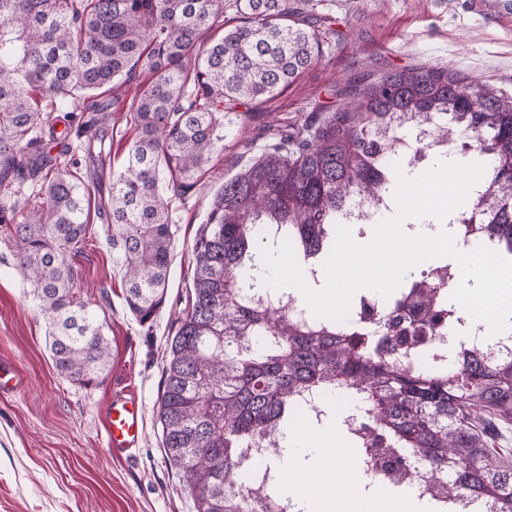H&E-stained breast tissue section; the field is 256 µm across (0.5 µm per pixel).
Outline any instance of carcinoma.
Segmentation results:
<instances>
[{
	"instance_id": "carcinoma-1",
	"label": "carcinoma",
	"mask_w": 512,
	"mask_h": 512,
	"mask_svg": "<svg viewBox=\"0 0 512 512\" xmlns=\"http://www.w3.org/2000/svg\"><path fill=\"white\" fill-rule=\"evenodd\" d=\"M233 25L217 39L215 24ZM336 17L313 0H0V224L50 328L58 373L98 379L111 359L102 325L72 292L65 253L83 242L91 194L100 199L125 302L140 324L165 299L176 230L170 203L196 190L223 146L224 116L270 99L324 56ZM136 82L130 105L120 90ZM109 88L112 98L86 93ZM347 102L321 120L290 124L257 160L224 180L193 246L189 306L178 319L159 397L162 445L182 469L196 512H289L279 491L243 493L248 449L302 418L298 399L350 398L346 431L362 464L404 476L424 471L441 488L436 512L457 497L512 512V453L492 447L512 420V356L479 349L448 355L461 322L450 264L412 271L386 298L359 296L356 326L341 330L310 307L297 314L259 277L260 246L289 241L302 269L324 263L340 216L354 201L394 198L393 164L415 165L440 143L480 157L486 171L448 222L452 236L487 232L512 257V96L446 65L392 69L332 88ZM54 112H96L77 125L72 158L43 140ZM130 117L135 137L120 169L106 172L112 142L97 123ZM87 153L90 179L77 151ZM40 185L31 206L26 184ZM275 224L273 243L262 227ZM382 457H377V453Z\"/></svg>"
}]
</instances>
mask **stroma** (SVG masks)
<instances>
[{
	"label": "stroma",
	"mask_w": 512,
	"mask_h": 512,
	"mask_svg": "<svg viewBox=\"0 0 512 512\" xmlns=\"http://www.w3.org/2000/svg\"><path fill=\"white\" fill-rule=\"evenodd\" d=\"M336 16L340 34L325 33L326 56L274 98L249 104L252 119L224 120L216 152L196 193L173 199L177 228L165 300L148 324L128 310L122 273L112 260L107 226L91 218L86 239L65 258L73 288L102 324L112 349L97 383L60 376L48 325L0 226V358L16 362L23 389L0 396V512H195L184 474L165 459L158 397L176 319L185 310L193 245L224 180L274 143L279 125L303 121L320 105L338 107L332 84L420 63L456 69L512 93V7L474 12L470 0H314ZM115 393L143 404L135 456L107 448L104 406Z\"/></svg>",
	"instance_id": "1"
}]
</instances>
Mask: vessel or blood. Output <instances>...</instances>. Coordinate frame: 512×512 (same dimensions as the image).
I'll return each instance as SVG.
<instances>
[{
    "mask_svg": "<svg viewBox=\"0 0 512 512\" xmlns=\"http://www.w3.org/2000/svg\"><path fill=\"white\" fill-rule=\"evenodd\" d=\"M22 380L14 366L0 360V394L17 393ZM107 446L117 458L132 456L139 448L143 433V405L132 394L113 397L107 404L103 416Z\"/></svg>",
    "mask_w": 512,
    "mask_h": 512,
    "instance_id": "obj_1",
    "label": "vessel or blood"
}]
</instances>
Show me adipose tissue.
<instances>
[{
  "instance_id": "ef3b65f1",
  "label": "adipose tissue",
  "mask_w": 512,
  "mask_h": 512,
  "mask_svg": "<svg viewBox=\"0 0 512 512\" xmlns=\"http://www.w3.org/2000/svg\"><path fill=\"white\" fill-rule=\"evenodd\" d=\"M272 467L294 512H427L412 490L393 497L366 490L352 464L349 437L337 423L319 433L289 429Z\"/></svg>"
}]
</instances>
